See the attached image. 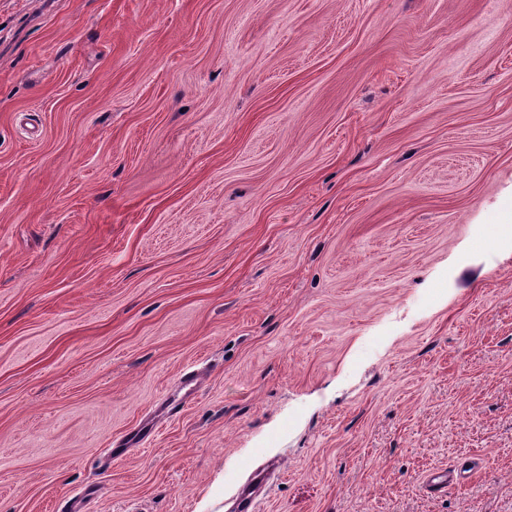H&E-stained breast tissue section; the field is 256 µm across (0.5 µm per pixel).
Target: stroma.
I'll use <instances>...</instances> for the list:
<instances>
[{"instance_id": "obj_1", "label": "stroma", "mask_w": 512, "mask_h": 512, "mask_svg": "<svg viewBox=\"0 0 512 512\" xmlns=\"http://www.w3.org/2000/svg\"><path fill=\"white\" fill-rule=\"evenodd\" d=\"M258 472L512 512V0H0V512Z\"/></svg>"}]
</instances>
